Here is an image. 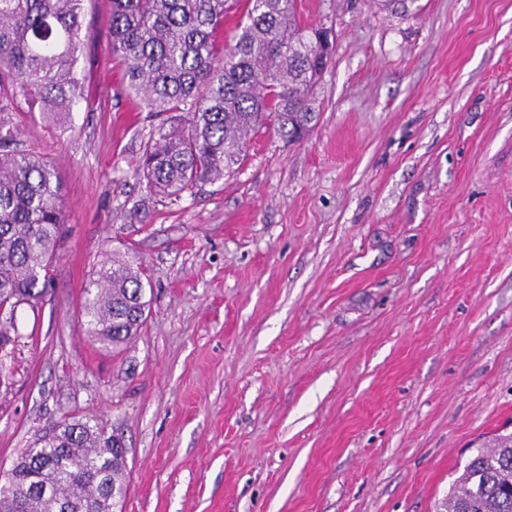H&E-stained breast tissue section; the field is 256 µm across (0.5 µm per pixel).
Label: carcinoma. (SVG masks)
<instances>
[{"instance_id":"obj_1","label":"carcinoma","mask_w":512,"mask_h":512,"mask_svg":"<svg viewBox=\"0 0 512 512\" xmlns=\"http://www.w3.org/2000/svg\"><path fill=\"white\" fill-rule=\"evenodd\" d=\"M87 0H0V112L38 103L54 126L71 123L81 97L77 64ZM106 27L121 81L136 106L166 116L140 171L178 195L224 179L266 122L285 141L316 124V88L333 43L303 27L296 0H110ZM243 11L231 41L224 17ZM64 224L58 172L17 149L0 127V351L18 335L15 311L42 302ZM92 341L121 347L146 321L136 257L103 262L85 289ZM125 448L90 418L66 417L13 463L0 512H115L127 493ZM444 512H512V433L471 449Z\"/></svg>"}]
</instances>
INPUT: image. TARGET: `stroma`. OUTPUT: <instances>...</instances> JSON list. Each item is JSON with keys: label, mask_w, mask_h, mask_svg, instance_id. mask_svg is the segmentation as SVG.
Listing matches in <instances>:
<instances>
[{"label": "stroma", "mask_w": 512, "mask_h": 512, "mask_svg": "<svg viewBox=\"0 0 512 512\" xmlns=\"http://www.w3.org/2000/svg\"><path fill=\"white\" fill-rule=\"evenodd\" d=\"M89 0L70 128L19 104L61 176V246L0 356V472L49 427L125 442L122 512H436L512 430V0H298L335 47L301 142L252 134L173 197L138 161L161 117L112 67ZM151 285L118 349L81 327L101 263Z\"/></svg>", "instance_id": "1"}]
</instances>
